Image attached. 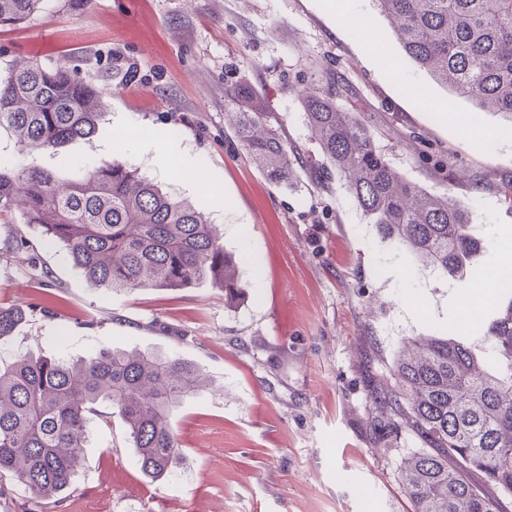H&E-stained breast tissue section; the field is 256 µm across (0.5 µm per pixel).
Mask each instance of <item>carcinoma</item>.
I'll list each match as a JSON object with an SVG mask.
<instances>
[{"label": "carcinoma", "instance_id": "carcinoma-1", "mask_svg": "<svg viewBox=\"0 0 512 512\" xmlns=\"http://www.w3.org/2000/svg\"><path fill=\"white\" fill-rule=\"evenodd\" d=\"M417 66L482 108L512 113V0H375ZM43 0H0V27L16 26ZM112 92L64 66L16 61L0 73V129L19 154L33 156L92 137ZM317 152L288 141L262 96L231 72L224 106L236 144L275 183L296 168L323 185L342 179L380 238L451 277L473 270L485 250L468 211L397 171L367 120L335 94L304 100ZM20 210L66 252L88 282L106 291L190 288L213 280L237 295L236 265L213 225L188 201L114 160L61 180L35 164L0 165V217ZM25 316L0 306V343ZM490 356L454 336L407 341L371 390L383 415L375 442L414 435L424 450L407 456L401 481L411 512H506L502 500L470 483L465 470L512 494V300L485 332ZM203 390L202 373L183 358L103 348L87 359L24 355L0 368V499L29 492L20 512H53L70 489L91 430L109 426L104 404L124 421L142 472L169 477L181 451L170 416Z\"/></svg>", "mask_w": 512, "mask_h": 512}]
</instances>
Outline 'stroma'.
<instances>
[{"label": "stroma", "instance_id": "1", "mask_svg": "<svg viewBox=\"0 0 512 512\" xmlns=\"http://www.w3.org/2000/svg\"><path fill=\"white\" fill-rule=\"evenodd\" d=\"M33 55L114 90L93 137L34 164L61 178L115 159L137 168L215 224L242 285L231 300L210 281L97 289L37 225L0 220V304L57 310L0 344V366L140 348L193 362L206 383L172 416L174 477L141 473L115 415L93 434L60 512H410L400 465L421 444L409 433L375 443L368 386L409 338L455 326L460 339L481 338L512 295L475 292L469 276L382 242L339 177L277 186L232 141L224 78L234 70L255 87L302 149L312 146L304 91L337 88L393 166L452 196L492 243L512 241V205L498 192L512 177V137L481 151L474 139L512 129V115L434 82L373 0H44L0 30L1 71ZM145 132L177 138L192 171L161 172L137 140ZM247 248L256 264L242 262ZM476 293L484 317L469 325L464 301Z\"/></svg>", "mask_w": 512, "mask_h": 512}]
</instances>
